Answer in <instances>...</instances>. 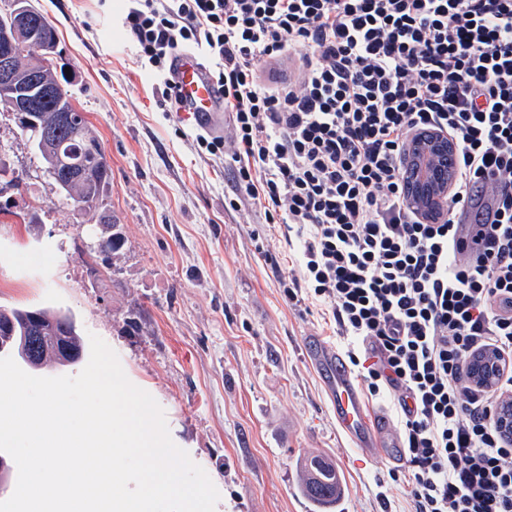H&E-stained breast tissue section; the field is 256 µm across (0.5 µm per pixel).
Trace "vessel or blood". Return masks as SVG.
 Returning <instances> with one entry per match:
<instances>
[{"instance_id": "vessel-or-blood-1", "label": "vessel or blood", "mask_w": 512, "mask_h": 512, "mask_svg": "<svg viewBox=\"0 0 512 512\" xmlns=\"http://www.w3.org/2000/svg\"><path fill=\"white\" fill-rule=\"evenodd\" d=\"M171 78L195 126L205 131L223 129L224 100L196 54L176 53ZM310 361L321 375L341 431L367 453L384 452L388 446L385 420L374 414L340 353L317 340L311 346Z\"/></svg>"}]
</instances>
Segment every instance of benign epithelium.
Returning a JSON list of instances; mask_svg holds the SVG:
<instances>
[{
	"label": "benign epithelium",
	"instance_id": "1",
	"mask_svg": "<svg viewBox=\"0 0 512 512\" xmlns=\"http://www.w3.org/2000/svg\"><path fill=\"white\" fill-rule=\"evenodd\" d=\"M40 17L33 0H9L8 9L0 12V105L14 115L41 112L43 104L56 96V85L47 82L41 69L22 74L16 68L15 47L29 44ZM454 153L455 142L437 130L418 133L406 148L409 199L426 218L441 219L446 214L448 195L455 184L448 158ZM502 369L496 354L481 350L469 358L466 374L475 386L485 387L494 384ZM495 419L499 432L512 436V397H503Z\"/></svg>",
	"mask_w": 512,
	"mask_h": 512
}]
</instances>
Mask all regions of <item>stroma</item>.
<instances>
[{"label": "stroma", "mask_w": 512, "mask_h": 512, "mask_svg": "<svg viewBox=\"0 0 512 512\" xmlns=\"http://www.w3.org/2000/svg\"><path fill=\"white\" fill-rule=\"evenodd\" d=\"M34 3L55 28L74 103L105 146L106 203L125 244L91 273L90 245L106 226L60 201L0 107V154L20 180L0 191L9 208L0 213V305L65 311L81 337L102 338L219 491L215 512H318L298 488L297 462L313 455L340 474L332 512H408L403 463L342 434L307 357L312 338L349 349L328 303L285 298L280 276L295 247L258 208L226 207L231 163L200 152L183 113L162 111L128 49L122 0ZM260 237L268 254L256 249Z\"/></svg>", "instance_id": "35a3bbf8"}]
</instances>
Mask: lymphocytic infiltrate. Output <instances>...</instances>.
<instances>
[{"label":"lymphocytic infiltrate","instance_id":"lymphocytic-infiltrate-1","mask_svg":"<svg viewBox=\"0 0 512 512\" xmlns=\"http://www.w3.org/2000/svg\"><path fill=\"white\" fill-rule=\"evenodd\" d=\"M122 26L164 111L175 50L193 49L233 122L200 149L233 163L249 199L295 239L280 284L330 300L350 370L390 389L411 512H512V0H127ZM298 68L280 70L294 50ZM456 143L445 219L423 221L402 179L416 132ZM487 198L485 246L455 242L461 201ZM489 349L492 387L466 375ZM503 365L498 356L490 351L481 350L468 360L466 374L477 387H485L494 384Z\"/></svg>","mask_w":512,"mask_h":512}]
</instances>
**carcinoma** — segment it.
<instances>
[{
	"mask_svg": "<svg viewBox=\"0 0 512 512\" xmlns=\"http://www.w3.org/2000/svg\"><path fill=\"white\" fill-rule=\"evenodd\" d=\"M35 37L27 55L18 59L22 70L43 64L40 46L53 32L50 23ZM60 98L48 103L50 112H29L16 119L20 134L31 140L45 164L48 176L63 196L93 214L98 224L112 227V233L99 238L96 253L104 257L117 253L123 246L120 225L105 205L112 181L102 141L91 131L82 112H59ZM50 130L53 136H34V128ZM84 347L72 315L46 308L0 306V355L20 360L30 369H38L51 360L59 365L75 364ZM301 487L312 502L326 506L342 494L336 465L321 457L306 458L300 463Z\"/></svg>",
	"mask_w": 512,
	"mask_h": 512,
	"instance_id": "1",
	"label": "carcinoma"
}]
</instances>
